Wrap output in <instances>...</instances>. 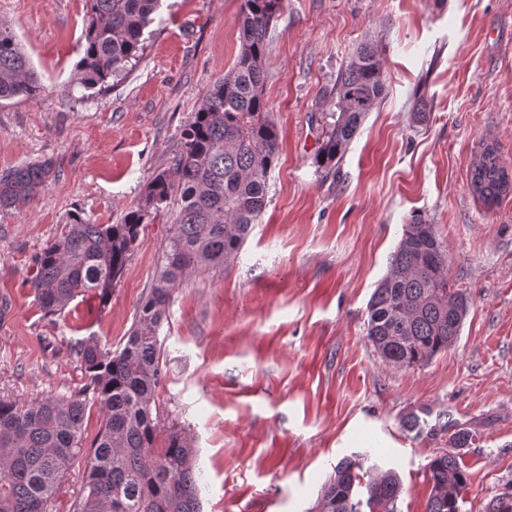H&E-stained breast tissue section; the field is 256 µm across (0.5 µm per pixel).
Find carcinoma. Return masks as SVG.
<instances>
[{"label": "carcinoma", "instance_id": "1", "mask_svg": "<svg viewBox=\"0 0 512 512\" xmlns=\"http://www.w3.org/2000/svg\"><path fill=\"white\" fill-rule=\"evenodd\" d=\"M161 0H89L86 45L78 71L88 90L109 86L139 60L144 32ZM284 0H243L240 51L224 77L204 96L181 132L173 171L147 183L119 224H90L79 217L42 249L31 288L47 316L95 291L112 295L143 225L175 205L160 269L141 300L135 322L117 350L97 336L75 346L84 389L67 399L45 397L28 405L0 400V512H48L73 461L84 458L85 480L74 512H201L196 460L184 432L172 427L156 447L160 421L155 392L164 371L160 330L173 294L193 272L233 262L267 206L269 175L278 156V130L264 98V59ZM386 91L380 54L360 44L342 65L334 86L336 111L324 129L318 167L330 172L365 117ZM43 85L12 31L0 26V102L34 100ZM51 172L47 162L0 176V207L35 197ZM474 195L492 206L512 193V177L498 157L470 168ZM472 299L454 287L435 225L416 214L405 225L389 272L368 303L366 338L394 366L427 365L457 340ZM100 401V432L83 448L86 398ZM358 464L346 459L324 488L319 512H360L354 500ZM426 512H462L466 478L456 455L428 465ZM369 512H396L401 483L387 470L367 485Z\"/></svg>", "mask_w": 512, "mask_h": 512}]
</instances>
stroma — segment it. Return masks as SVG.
Masks as SVG:
<instances>
[{
  "instance_id": "35a3bbf8",
  "label": "stroma",
  "mask_w": 512,
  "mask_h": 512,
  "mask_svg": "<svg viewBox=\"0 0 512 512\" xmlns=\"http://www.w3.org/2000/svg\"><path fill=\"white\" fill-rule=\"evenodd\" d=\"M242 2L161 0L137 66L97 94L76 70L85 0H0V24L45 87L0 103V175L52 163L33 201L0 208V398L77 393L75 344L127 336L168 215L145 225L105 305L90 291L45 316L36 257L73 217L120 223L172 169L184 124L237 59ZM366 41L386 93L325 176L324 94ZM265 68L279 131L267 207L233 263L176 290L160 332L161 426L191 439L202 512H315L346 457L361 464L355 498L377 466L402 481L396 512H426L427 465L449 451L466 475L464 512H484L512 492V194L484 206L469 169L492 142L512 173V0H285ZM418 213L472 304L448 351L398 368L366 338L367 304ZM412 414L419 429L404 424ZM462 429L473 439L457 449Z\"/></svg>"
}]
</instances>
